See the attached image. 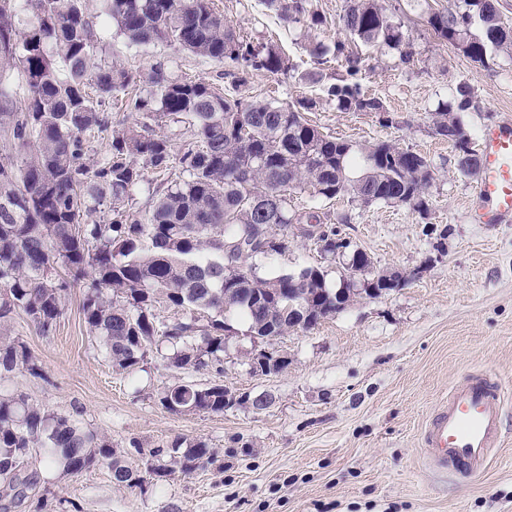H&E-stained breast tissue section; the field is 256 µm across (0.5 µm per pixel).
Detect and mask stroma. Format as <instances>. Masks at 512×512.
Here are the masks:
<instances>
[{
	"mask_svg": "<svg viewBox=\"0 0 512 512\" xmlns=\"http://www.w3.org/2000/svg\"><path fill=\"white\" fill-rule=\"evenodd\" d=\"M453 2L385 0L413 44V56L404 64L388 47L361 46L359 82L382 101L386 112L379 115L345 112L324 97L322 84L342 76L344 64L333 56L314 64L299 25L262 0H214L237 34L275 41L294 64L284 75L250 73L240 96L284 105L316 99L307 118L323 132L356 149L386 142L429 160L434 181L424 215L406 205L292 194L295 210L318 212L367 253L374 270L400 272L406 283L377 298L356 299L314 330L276 338L270 348L287 356L288 365L267 376L251 371L254 346L232 313L227 320L235 333L219 372L173 369L155 352L133 372L115 370L84 323L78 287L51 336L14 316L9 332L29 346L42 375L2 374L0 392H21L53 412L78 415L105 433L117 456L133 467L142 462L130 451L134 440L146 449L177 437L202 440L216 461L134 489L115 486L104 465L76 476L41 465L40 483L53 493L46 508L38 509L31 497L9 512H69L74 504L81 512H512V223H472L465 203L476 181L458 170L453 146L435 135L432 121L463 83L474 92L472 108L460 115L472 142H479L486 126L512 117V54L492 52L483 66L438 40L426 16ZM87 6L96 18L95 62L144 73L164 59L175 77L230 87L225 64L173 45H129L106 23L103 0H88ZM314 69L322 84L306 80ZM254 265L263 276L321 266L327 287L335 289L345 274L343 263L324 260L313 242L296 236L285 252L256 258ZM474 371L501 383L507 411L487 469L458 479L429 468L420 434L450 389ZM178 381L267 393L273 401L262 410L171 413L158 397Z\"/></svg>",
	"mask_w": 512,
	"mask_h": 512,
	"instance_id": "1",
	"label": "stroma"
}]
</instances>
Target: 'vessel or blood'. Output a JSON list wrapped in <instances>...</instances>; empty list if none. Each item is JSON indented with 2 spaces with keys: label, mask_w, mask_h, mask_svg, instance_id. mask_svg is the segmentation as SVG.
<instances>
[{
  "label": "vessel or blood",
  "mask_w": 512,
  "mask_h": 512,
  "mask_svg": "<svg viewBox=\"0 0 512 512\" xmlns=\"http://www.w3.org/2000/svg\"><path fill=\"white\" fill-rule=\"evenodd\" d=\"M481 173L468 205L477 224L512 222V119L487 126L479 146ZM504 398L498 383L482 373L467 375L426 422L421 444L428 464L464 479L487 468L502 437Z\"/></svg>",
  "instance_id": "obj_1"
}]
</instances>
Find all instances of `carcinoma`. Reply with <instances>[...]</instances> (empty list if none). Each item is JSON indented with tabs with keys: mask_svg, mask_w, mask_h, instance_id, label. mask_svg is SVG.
I'll return each mask as SVG.
<instances>
[{
	"mask_svg": "<svg viewBox=\"0 0 512 512\" xmlns=\"http://www.w3.org/2000/svg\"><path fill=\"white\" fill-rule=\"evenodd\" d=\"M497 0H463V9L433 11L427 23L434 35L484 65L490 51L512 53V26L503 21ZM290 23L316 30L325 17L312 0H264ZM29 20L16 25L19 0H0V76L18 69L22 97L0 89V130L10 155L0 159V323L21 314L47 336L63 313L68 292L83 283L82 314L118 370H130L162 345L168 366L196 371L220 369L224 361L227 312L237 313L249 336L309 332L336 314V290L326 287L324 271L305 267L273 277L259 275L248 260L288 249L289 233L306 223L300 237L314 241L328 260L336 246L348 249L347 269L360 281L343 280V305L376 298L391 288L373 283L368 255L336 243V227L318 215L303 216L291 205L290 191L306 189L314 198L347 197L361 205H408L429 210L434 180L421 154L388 143L362 149L365 171L348 173L350 144L323 133L304 112L316 100L293 105L244 99L205 81H187L158 61L144 75L114 64L92 62L97 42L84 0H25ZM105 15L134 46L177 44L194 55L230 61L238 88L251 71L285 74L290 59L279 47L241 38L212 0H106ZM344 31L365 44L413 55L403 25L380 0H347ZM480 22V33L472 32ZM305 49L321 64L328 52L345 62L346 77L323 89L348 112L385 111L362 92L357 81L361 57L346 42L333 49L306 34ZM120 98L127 117L112 124L105 102ZM473 106L471 88L462 84L453 102L434 119L435 134L448 139L458 166L468 176L480 171L457 113ZM132 121H127V118ZM186 124L189 139L176 151L171 138L156 132ZM116 129H111V126ZM112 130L109 153L87 164L89 139ZM179 179L162 182L148 208L136 207L134 191L145 171ZM109 218L89 224L96 212ZM236 273L225 279V266ZM166 306L177 313L161 320ZM42 376L31 349L0 331V372ZM173 413L224 412V385L175 382L158 398ZM148 467L114 459L110 438L66 415L32 403L22 394L0 393V486L26 497L38 474L18 467L38 454L64 475H78L98 464L111 468L119 487L141 488L143 473L157 479L179 470L190 474L214 463L203 441L181 437L149 450L131 442Z\"/></svg>",
	"mask_w": 512,
	"mask_h": 512,
	"instance_id": "1",
	"label": "carcinoma"
}]
</instances>
